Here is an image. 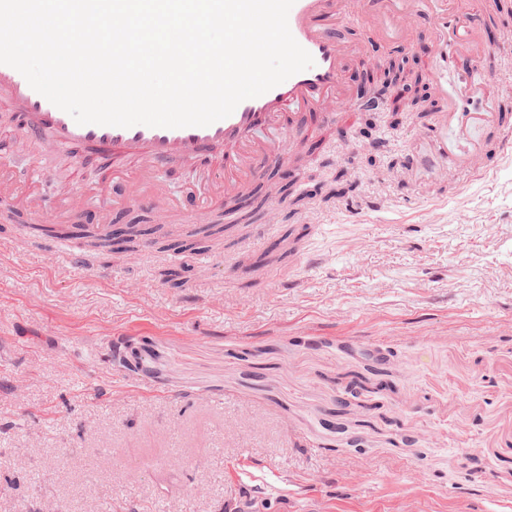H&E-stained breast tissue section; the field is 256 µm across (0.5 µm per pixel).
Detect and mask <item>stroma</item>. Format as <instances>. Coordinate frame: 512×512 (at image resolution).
<instances>
[{"instance_id": "35a3bbf8", "label": "stroma", "mask_w": 512, "mask_h": 512, "mask_svg": "<svg viewBox=\"0 0 512 512\" xmlns=\"http://www.w3.org/2000/svg\"><path fill=\"white\" fill-rule=\"evenodd\" d=\"M364 63L408 57L432 100L417 114L343 108L303 117L282 164L279 219L200 237L180 253L122 245L72 271L42 247L74 246L0 223V512H504L512 505V15L488 20L431 77L418 19L403 40L355 21ZM461 94L492 113L472 129L473 169L410 168L425 132ZM22 126L0 99V173L30 210L82 195L81 224L154 227L123 200L135 157L104 179L96 150L51 142L14 153ZM196 164L158 177L183 211L201 212ZM269 170L265 194L281 182ZM363 388L353 397L351 385ZM242 457L266 463L288 499L236 480Z\"/></svg>"}]
</instances>
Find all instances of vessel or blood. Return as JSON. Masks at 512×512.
Segmentation results:
<instances>
[{"mask_svg": "<svg viewBox=\"0 0 512 512\" xmlns=\"http://www.w3.org/2000/svg\"><path fill=\"white\" fill-rule=\"evenodd\" d=\"M445 2L295 0L288 15L289 29L313 57V66L259 97L244 100L230 116L205 127L81 125L32 89L20 72L4 64H0V92L27 113L25 132L30 141L48 137L63 146H90L107 159L116 153L134 155L137 175L128 182L125 195L130 203L152 202L147 188L154 173L175 156L198 160L200 170L206 174L214 166H223L224 188L210 199L211 207L219 208L281 161L288 150L289 129L300 126V108L320 107L324 121L335 122L337 107L345 103L343 67L358 52L339 33L345 13H353L370 26L393 33L405 32L418 17L424 16L435 23L440 39L451 40L455 33L443 20ZM431 142L429 153L414 156L416 168L429 169L466 154L464 145H449L447 139L435 136Z\"/></svg>", "mask_w": 512, "mask_h": 512, "instance_id": "1", "label": "vessel or blood"}]
</instances>
